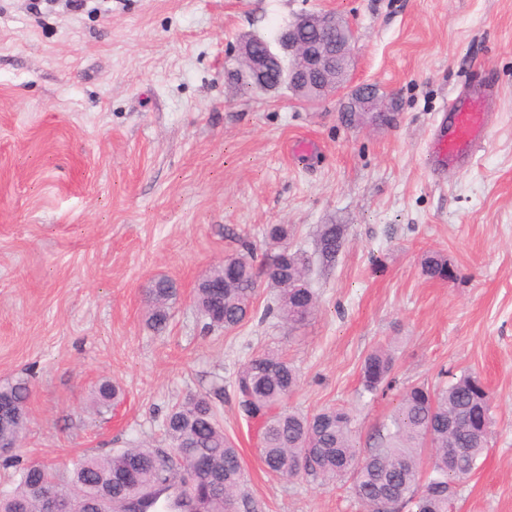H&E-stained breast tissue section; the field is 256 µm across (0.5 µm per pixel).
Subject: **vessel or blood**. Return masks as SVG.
Here are the masks:
<instances>
[{
	"mask_svg": "<svg viewBox=\"0 0 512 512\" xmlns=\"http://www.w3.org/2000/svg\"><path fill=\"white\" fill-rule=\"evenodd\" d=\"M493 96L490 86L474 85L451 99L437 121L427 147L432 176L470 163L486 138L485 109Z\"/></svg>",
	"mask_w": 512,
	"mask_h": 512,
	"instance_id": "b4317fda",
	"label": "vessel or blood"
}]
</instances>
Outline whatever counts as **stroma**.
I'll return each mask as SVG.
<instances>
[{
	"label": "stroma",
	"mask_w": 512,
	"mask_h": 512,
	"mask_svg": "<svg viewBox=\"0 0 512 512\" xmlns=\"http://www.w3.org/2000/svg\"><path fill=\"white\" fill-rule=\"evenodd\" d=\"M324 10L356 31L353 83L398 97L392 124L346 125L337 95L230 88L241 38ZM475 80L495 91L484 147L435 178L431 127ZM275 224L311 260L315 314L289 326L263 284L240 327L205 328L198 282L244 241L271 258ZM323 224L344 227L328 273ZM430 251L448 279L423 276ZM161 276L178 295L156 333ZM381 345L393 382L371 394ZM269 349L300 375L289 406L346 408L363 454L405 388L478 375L491 435L452 512H512V0H0V386L30 382L22 462L166 447L171 406L208 393L260 512H362L350 480L266 472L235 381ZM105 380L122 394L100 414ZM151 297L148 325L157 333L164 331L169 322L170 303L176 297V288L167 278L157 279L149 291ZM394 369V360L389 350L379 346L364 359L361 373L365 391L374 393L388 385Z\"/></svg>",
	"instance_id": "obj_1"
}]
</instances>
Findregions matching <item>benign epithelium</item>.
<instances>
[{"label":"benign epithelium","instance_id":"7a95c632","mask_svg":"<svg viewBox=\"0 0 512 512\" xmlns=\"http://www.w3.org/2000/svg\"><path fill=\"white\" fill-rule=\"evenodd\" d=\"M353 31L331 12L303 14L279 34L276 46L263 39L240 42L237 61L262 92L275 89L271 76L288 65L289 91L296 96H326L344 88L353 53ZM394 110L393 95H381L376 84L351 87L346 96L345 121L366 125ZM398 497H380L364 505L367 512H396ZM46 512H82L73 501L44 495Z\"/></svg>","mask_w":512,"mask_h":512}]
</instances>
